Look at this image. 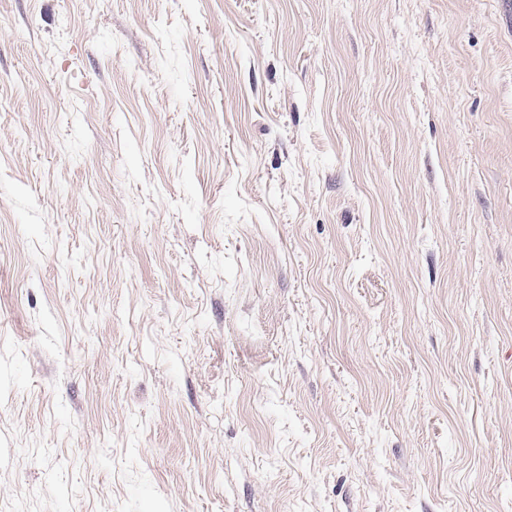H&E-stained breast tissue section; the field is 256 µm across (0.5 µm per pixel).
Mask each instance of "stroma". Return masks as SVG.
Returning a JSON list of instances; mask_svg holds the SVG:
<instances>
[{"label":"stroma","instance_id":"stroma-1","mask_svg":"<svg viewBox=\"0 0 512 512\" xmlns=\"http://www.w3.org/2000/svg\"><path fill=\"white\" fill-rule=\"evenodd\" d=\"M0 512H512V0H0Z\"/></svg>","mask_w":512,"mask_h":512}]
</instances>
